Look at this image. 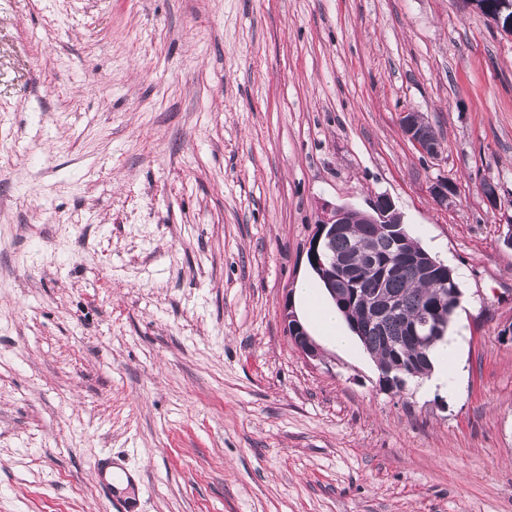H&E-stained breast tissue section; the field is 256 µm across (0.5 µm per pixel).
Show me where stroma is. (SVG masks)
Masks as SVG:
<instances>
[{"instance_id": "stroma-1", "label": "stroma", "mask_w": 512, "mask_h": 512, "mask_svg": "<svg viewBox=\"0 0 512 512\" xmlns=\"http://www.w3.org/2000/svg\"><path fill=\"white\" fill-rule=\"evenodd\" d=\"M381 193L461 291L452 393L281 320L319 203ZM511 215L465 0H0V512H110L107 450L142 512H512ZM400 124L408 139L425 155L434 157L441 152V145L424 115L415 111L400 114ZM433 131V132H432ZM281 318L287 329L288 336L297 350L307 359H319L321 356L320 348L306 333L289 302L283 305ZM96 476L101 493L110 501L115 512H137L138 506L135 498L129 496H119L121 498H118L113 495V489L120 493L115 485L117 480L125 478L128 485L135 484L136 475L123 465L113 462L112 456H106L97 463Z\"/></svg>"}]
</instances>
